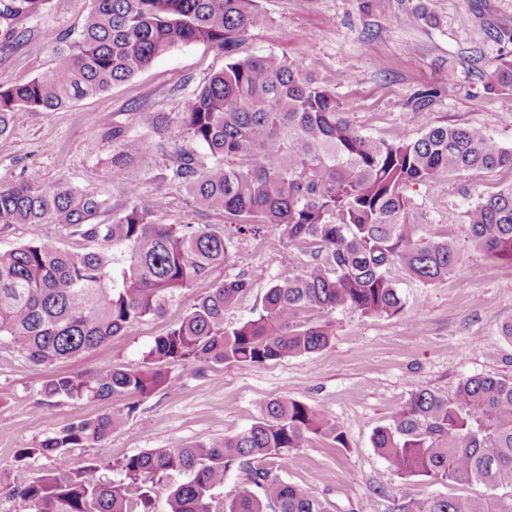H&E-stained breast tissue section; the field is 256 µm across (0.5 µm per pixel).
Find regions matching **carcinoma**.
Segmentation results:
<instances>
[{
  "instance_id": "obj_1",
  "label": "carcinoma",
  "mask_w": 512,
  "mask_h": 512,
  "mask_svg": "<svg viewBox=\"0 0 512 512\" xmlns=\"http://www.w3.org/2000/svg\"><path fill=\"white\" fill-rule=\"evenodd\" d=\"M44 2L9 0L0 11L36 16ZM254 19L253 0H94L75 38L52 37L59 54L54 70L0 85L2 136L19 108L55 112L131 79L170 48L210 45L228 57L224 70L196 89L177 117L146 111L138 121L154 131L175 125L205 148L211 164L179 151L168 167L197 202L239 218L240 232L275 224L289 241L312 247L302 269L273 282L248 320L224 323L251 285L238 274L214 284L155 337L144 356L149 368L58 375L42 388L46 401L148 396L171 385L164 365L262 366L320 351L331 341V324L299 321L305 310L400 316L406 303L387 275L392 264L426 283L457 265L448 241H422V221L406 190L473 169L512 172V147L495 144L479 127H430L390 141L361 133L300 64L272 53L235 58ZM506 86L512 59L488 73L487 89ZM111 138L118 146L114 177L151 148L122 126L112 127ZM126 190L130 206L112 223L97 224L108 210L100 194L46 183L35 172L0 186V224H63L96 243L84 252L47 242L0 250V341L30 362L50 366L96 349L161 314L229 260L224 233L157 224L151 200L133 183ZM448 223L465 225L472 245L488 257L512 263V185L448 212ZM134 410L128 403L79 419L17 449L13 494L29 512H154L155 488L164 485L166 512H213L215 490L235 467L246 479L224 499L222 512H328L322 500L278 474L306 437L341 441L336 424L312 407L274 398L249 428L222 441L151 448L114 462L107 440ZM372 444L405 477L486 489L482 497L397 499L395 512H512V494H499L512 490V379L467 377L448 395L418 390L376 430ZM86 447L95 457L71 467V449ZM48 455L56 460L53 473L27 475V460ZM114 468L123 479L105 477ZM185 473L189 479L180 480Z\"/></svg>"
}]
</instances>
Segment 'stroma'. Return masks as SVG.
<instances>
[{
  "label": "stroma",
  "instance_id": "1",
  "mask_svg": "<svg viewBox=\"0 0 512 512\" xmlns=\"http://www.w3.org/2000/svg\"><path fill=\"white\" fill-rule=\"evenodd\" d=\"M93 0H46L34 17L0 20V85L27 81L55 68L59 57L44 31L76 35ZM255 24L236 56L273 53L302 65L339 101L362 133L390 140L420 135L433 126L480 127L498 145L512 147V87L487 90L491 63L512 58V0H254ZM226 63L223 53L191 43L157 56L129 81L71 102L50 113L18 109L0 136V185L17 184L30 172L43 181L106 196L108 224L130 200L136 182L153 204L159 224H194L224 232L233 242L224 267L181 292L165 312L133 331L75 358L45 367L0 342V512H26L12 497L16 449L53 436L73 421L119 409L123 400L45 402L44 383L56 375L114 367H140L154 338L178 322L213 283L239 274L252 286L225 316L234 325L249 319L270 283L299 271L310 245L288 242L281 229L263 226L242 235L237 222L196 204L185 187L163 180L176 151L207 160L205 149L185 131L158 134L136 121L140 111H182L186 99ZM434 97L421 112L422 91ZM151 144L124 179L112 176V125ZM512 184L511 172H461L409 189L429 223L425 236L455 244L458 264L448 278L424 284L393 266L390 278L406 301V314L373 318L344 308L301 320L328 318L334 336L323 350L259 367L174 365L171 387L137 398L125 428L108 441L113 458L167 448L201 438L220 439L248 428L264 404L285 397L330 417L343 443L311 436L280 472L283 480L322 499L329 512H392L394 498L430 493L478 497L479 484L440 485L402 477L372 445L375 431L419 389L449 393L464 378H512V340L501 334L512 322V264L488 258L465 239L464 227L448 223L477 196ZM40 240L75 252L89 242L58 224H0V250ZM416 316L408 325V316Z\"/></svg>",
  "mask_w": 512,
  "mask_h": 512
}]
</instances>
